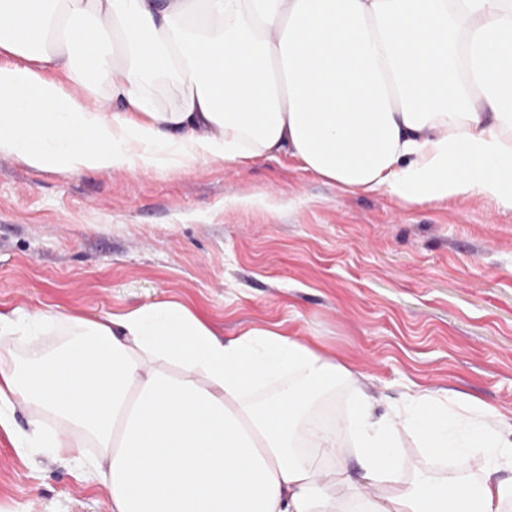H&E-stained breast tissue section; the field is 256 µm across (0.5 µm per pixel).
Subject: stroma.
I'll return each mask as SVG.
<instances>
[{
  "mask_svg": "<svg viewBox=\"0 0 512 512\" xmlns=\"http://www.w3.org/2000/svg\"><path fill=\"white\" fill-rule=\"evenodd\" d=\"M176 297L222 335L282 324L364 373L512 422V211L344 193L281 155L162 172L46 171L0 151V308L90 317ZM0 512H109L99 488L0 432Z\"/></svg>",
  "mask_w": 512,
  "mask_h": 512,
  "instance_id": "obj_1",
  "label": "stroma"
}]
</instances>
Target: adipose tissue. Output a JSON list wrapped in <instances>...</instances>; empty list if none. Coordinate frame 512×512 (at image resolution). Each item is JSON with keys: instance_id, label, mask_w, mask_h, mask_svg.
<instances>
[{"instance_id": "obj_1", "label": "adipose tissue", "mask_w": 512, "mask_h": 512, "mask_svg": "<svg viewBox=\"0 0 512 512\" xmlns=\"http://www.w3.org/2000/svg\"><path fill=\"white\" fill-rule=\"evenodd\" d=\"M0 55V151L41 169L285 154L344 192L512 210V0H0ZM87 84L89 104L71 92ZM2 336L0 430L68 458L110 512L512 505L492 476L512 470V423L449 390L376 414L362 372L278 324L224 337L167 300L0 309ZM402 430L454 474L403 467Z\"/></svg>"}]
</instances>
